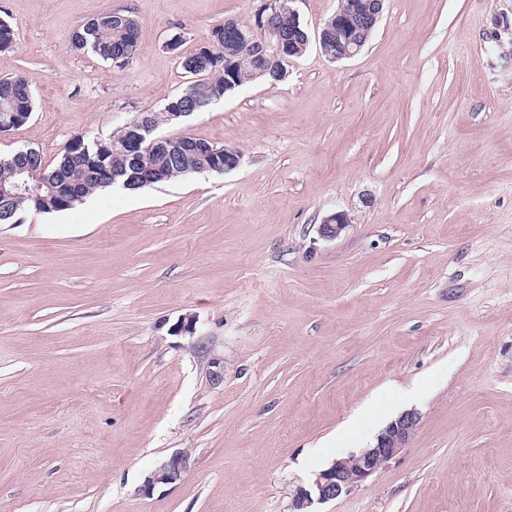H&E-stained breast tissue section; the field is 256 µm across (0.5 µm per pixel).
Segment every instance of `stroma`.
<instances>
[{
    "label": "stroma",
    "mask_w": 512,
    "mask_h": 512,
    "mask_svg": "<svg viewBox=\"0 0 512 512\" xmlns=\"http://www.w3.org/2000/svg\"><path fill=\"white\" fill-rule=\"evenodd\" d=\"M258 4L0 0V78L35 89L0 153L162 111ZM108 9L140 23L123 68L68 42ZM158 133L240 164L0 224V512H292L409 410L407 447L314 512H512V0H385L354 58L310 43ZM186 457L176 454L147 479V485L155 483H172L179 480L186 469Z\"/></svg>",
    "instance_id": "stroma-1"
}]
</instances>
